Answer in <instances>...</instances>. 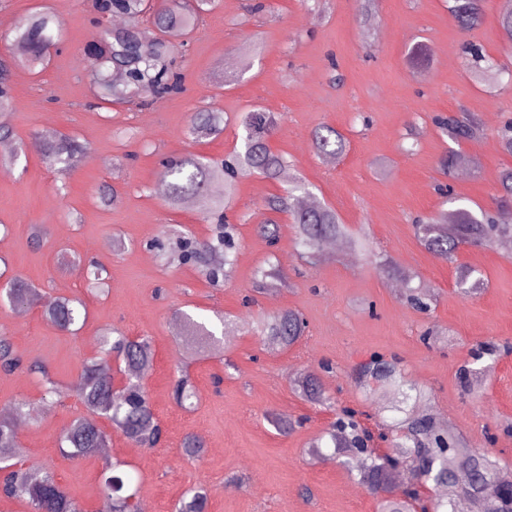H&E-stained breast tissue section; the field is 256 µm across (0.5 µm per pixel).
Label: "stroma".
Returning <instances> with one entry per match:
<instances>
[{"label":"stroma","instance_id":"35a3bbf8","mask_svg":"<svg viewBox=\"0 0 512 512\" xmlns=\"http://www.w3.org/2000/svg\"><path fill=\"white\" fill-rule=\"evenodd\" d=\"M35 11L55 19L59 43L42 67L5 43ZM502 11V0H482L479 24L463 31L447 0H376L368 14L361 0H213L191 35L171 36L182 92L106 109L86 57L104 35L92 0H0V17L9 21L0 26V54L12 64L5 113L14 143L25 149L16 166L0 169V225L9 228L0 233V258L41 297H76L88 309L84 327L69 336L44 320L41 305L22 316L0 308V333L16 354L42 364L66 388L45 404L37 376L0 371V407L26 398L38 410L18 432L25 463L51 470L84 512H98L105 458H68L59 435L84 413L69 385L96 355L100 333L116 327L150 337L154 348L143 383L164 440L144 453L114 432L108 455L137 466L139 500L150 512H173L199 486L208 493V512H377L376 496L331 449L310 455L338 410L360 412L373 430L390 423V394L354 381L355 369L375 353L399 360L425 394L421 410L512 466V250L500 242L465 247L451 263L429 252L413 229L414 218L450 209V197L438 190L445 180L461 206L498 208V177L512 167V155L502 151L495 130L512 117V89L487 92L469 72L463 47L476 43L512 68ZM256 107L281 114L269 144L288 157L290 172L238 180L228 216L240 246L231 278L214 286L192 266L167 263L153 246L173 227L188 228L200 241L212 234L198 207L165 205L157 192L162 163L188 153L223 159L241 145L239 117ZM206 108L224 112L228 124L192 142L185 135L189 116ZM460 112L475 113L484 134L459 147L432 118ZM322 126L347 138L345 154H317L312 136ZM48 128L84 146L74 171L57 172L37 150ZM458 147L477 164L444 179L439 163ZM293 177L352 231L366 230L367 249L346 246L306 258L287 219L276 242H268L260 230L263 204ZM111 191L117 201L103 203ZM36 224L46 231L43 240L32 236ZM271 254L290 286L254 292L255 273ZM72 256L106 266L108 293L97 294L79 267L63 266ZM388 260L396 275L381 272ZM464 267L480 275L462 286ZM410 288L434 295L430 312L407 303ZM284 310L306 323L299 342L285 349L255 332L257 321ZM179 311L197 319L223 315L238 333L223 352L185 362ZM482 343L494 344L496 354L475 359ZM465 366L478 373L474 388L459 374ZM183 368L197 393L191 410L171 397ZM303 369L319 378L332 407L311 405L294 390ZM276 418L293 429L279 433ZM189 434L205 441L200 460L181 453Z\"/></svg>","mask_w":512,"mask_h":512}]
</instances>
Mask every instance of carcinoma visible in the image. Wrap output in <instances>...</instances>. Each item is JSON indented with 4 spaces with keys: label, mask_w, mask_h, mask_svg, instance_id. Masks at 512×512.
<instances>
[{
    "label": "carcinoma",
    "mask_w": 512,
    "mask_h": 512,
    "mask_svg": "<svg viewBox=\"0 0 512 512\" xmlns=\"http://www.w3.org/2000/svg\"><path fill=\"white\" fill-rule=\"evenodd\" d=\"M211 0H159L153 10V26L156 30L150 46L142 45L138 38V19L148 10L146 0H93V6L101 13L120 15L128 19L126 31L109 34L91 54V76L101 100L112 104L127 98L135 91L137 97L162 98L181 91L178 76L173 72L175 47L168 40V33L180 30L190 33L195 24V7ZM458 25L472 30L480 18V8L470 0H452L449 6ZM53 18L45 14H33L14 31L13 44L23 49L29 60L41 61L53 46L50 24ZM464 52L470 56L472 67L478 78L494 89L499 84L497 69L482 50L468 44ZM9 68L0 59V108L10 105ZM433 123L458 142H474L480 138V125L467 114L438 115ZM224 113L215 110L194 114L187 127L192 140H200L223 132ZM244 130L243 145L221 163L213 162L203 155L187 154L166 163L162 179L166 186L165 203L170 208L178 207L189 197L202 201L201 217L216 224L213 236L205 241H194L180 236L169 252L172 260L192 263L205 272L212 283L219 282V270L212 265V256L224 255L221 268L231 272L235 262L236 227L224 216L235 190V179L240 175L260 174L275 179L288 167L284 155L272 151L267 138L276 125L273 114L253 110L241 119ZM315 149L320 154L341 155L346 150L343 135L335 128L323 126L313 135ZM83 147L75 141H60L45 145L46 158L61 165L69 172L79 165ZM471 162L461 153H450L441 160L444 175L452 176L453 170ZM223 185L224 193L211 194L213 185ZM501 214L480 213L476 216L466 208L442 212L426 221L415 223L416 234L421 243L435 256L453 261L463 245L491 247L498 240L512 238V224L502 222V215H511L512 169L502 172L499 180ZM308 194L304 185L294 183L286 196H273L264 207L274 214L291 217L296 229L299 245L311 256L323 244L337 237H344L351 246H363V239L349 232L339 221L336 211L314 203L307 208L298 205L297 192ZM5 279L0 288V305L20 308L38 302L37 289L17 276H6L0 270V279ZM43 317L59 331L75 334L88 319L83 301L58 296L50 306L42 309ZM187 334L184 356L193 360L210 347L224 341L206 323L194 319L187 313L179 315ZM304 321L292 311L285 310L263 323V336L273 344L288 348L303 335ZM100 344L118 360L116 373L125 380L122 388L113 385V377L104 376L109 367L105 360L91 359L84 365L80 378L72 385L88 416L74 419L62 432L59 447L67 456L93 457L102 448L108 447L107 432L96 418L108 420L131 444L145 448L158 445L163 438V428L153 411L149 397L141 381L153 366L154 349L147 337L127 336L118 330L105 332ZM0 369L5 372L24 370L44 376L43 396H61V387L46 376L42 365L24 362L14 351L8 337L0 336ZM359 379L374 383L401 396L394 410L404 414L393 434L385 433L380 439L392 444L383 451L367 448L364 439L372 435L355 419V412L348 410L332 425L330 439L334 447L354 449L359 458L352 463L359 481L378 498L379 512H467L473 500L481 503L483 512H512V470L491 459L486 452L475 451L461 445L453 435L440 429L433 417L421 414L408 401L419 400L420 391L410 395L407 382L393 361L381 354L372 355L360 364ZM294 386L305 399L314 405L326 401V394L318 378L305 375L295 380ZM173 396L186 408L195 406L196 393L187 371L175 383ZM33 403L19 399L12 405V416L0 417V493L4 496L28 503L32 512H81L78 502L71 499L57 481L55 475L45 469L20 467L15 457L18 448V432L14 419L27 417ZM205 444L198 435H188L182 442L184 456L198 460L203 456ZM129 464L118 459L105 460L101 473L100 496L102 512H140L137 496L138 477L128 470ZM410 475L409 484L398 487L396 479L400 472ZM207 494L197 487L182 497L175 512H206Z\"/></svg>",
    "instance_id": "1"
}]
</instances>
